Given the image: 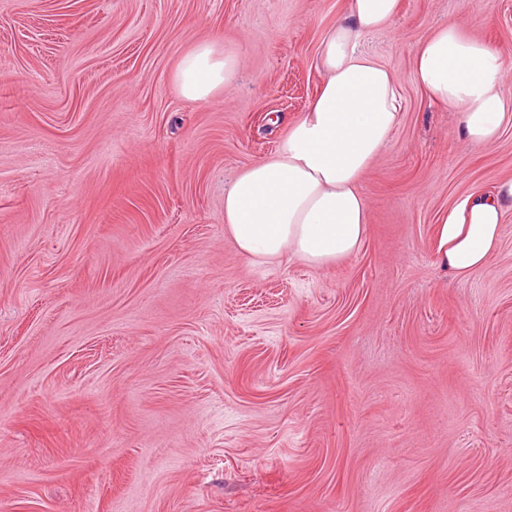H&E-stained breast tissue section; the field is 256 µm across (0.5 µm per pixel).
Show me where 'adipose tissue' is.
<instances>
[{"label": "adipose tissue", "mask_w": 512, "mask_h": 512, "mask_svg": "<svg viewBox=\"0 0 512 512\" xmlns=\"http://www.w3.org/2000/svg\"><path fill=\"white\" fill-rule=\"evenodd\" d=\"M399 4L348 0L345 15L320 45L318 93L279 154L251 165L225 189V229L251 263L288 258L321 268L361 247L370 216L360 184L400 112L395 73L360 44L393 22ZM240 68L239 55L204 41L181 58L174 86L183 99L206 102ZM511 68V54L448 24L416 47L412 78L434 101L456 110L465 142L483 148L512 128V98L504 92ZM510 210L512 178L459 196L435 226L438 264L459 280L488 269Z\"/></svg>", "instance_id": "adipose-tissue-1"}]
</instances>
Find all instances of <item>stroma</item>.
Segmentation results:
<instances>
[{"label":"stroma","instance_id":"obj_1","mask_svg":"<svg viewBox=\"0 0 512 512\" xmlns=\"http://www.w3.org/2000/svg\"><path fill=\"white\" fill-rule=\"evenodd\" d=\"M347 0H0V512H512V211L451 278L433 227L512 175L411 78L512 0H400L365 39L401 119L336 264H251L224 191L273 159ZM242 58L205 103L201 41ZM241 63L239 55L217 41L198 43L181 58L174 86L187 101L207 102L237 76Z\"/></svg>","mask_w":512,"mask_h":512}]
</instances>
